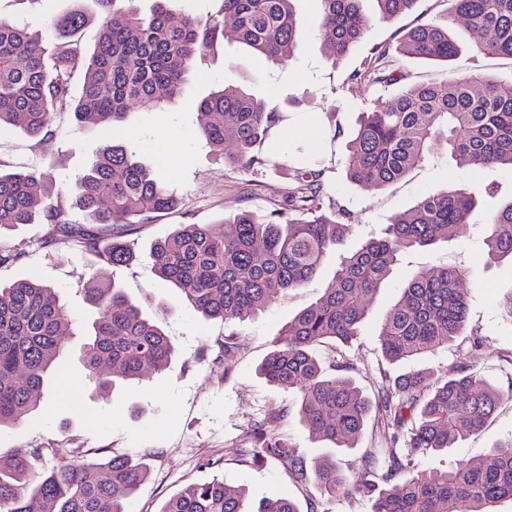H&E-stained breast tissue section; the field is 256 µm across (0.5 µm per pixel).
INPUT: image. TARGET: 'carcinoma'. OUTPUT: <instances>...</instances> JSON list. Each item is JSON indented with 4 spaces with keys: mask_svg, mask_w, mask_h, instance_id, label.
I'll return each instance as SVG.
<instances>
[{
    "mask_svg": "<svg viewBox=\"0 0 512 512\" xmlns=\"http://www.w3.org/2000/svg\"><path fill=\"white\" fill-rule=\"evenodd\" d=\"M117 3L112 17H101L91 54L81 42L93 16L76 6L55 17L54 36L46 41L28 25L0 18V130L12 126L30 137L49 134L56 116L68 113L107 131L124 121L130 104L147 112L179 95L193 60L218 40L241 43L253 56L284 63L292 56L301 30L293 0H213L201 16L169 21L166 0H154L144 13L133 0ZM318 38L324 55H344L361 40L371 19L360 0H320ZM417 0H376L380 19L413 10ZM446 18L419 23L404 35L397 52L408 58L448 62L460 53L449 25L464 21L479 36L474 49L512 59V0H451ZM386 52L374 60L377 83L397 77ZM82 77L81 94L71 84ZM210 117L204 137L224 153V161L256 177L267 158L262 145L284 121L251 93L224 87L198 103ZM446 139L448 154L462 170L496 166L512 170V83L480 74H461L438 84L414 85L387 103L362 113L349 142L347 178L382 187L420 166ZM296 186L282 222L260 220L244 211L224 224H180L152 245L154 273L179 289L181 297L204 317L243 321L264 311L280 293L303 286L329 254L343 244L344 213L325 205L324 170L291 167ZM44 175L35 169H0V233L26 224H47L58 241L92 250L114 267L130 264L133 243L121 229L148 214L174 209V190L134 158L125 146L103 141L95 160L71 188L72 207L85 224L67 219L61 200L42 191ZM478 203L470 186L433 189L421 202L396 217L381 239L340 256L323 295L299 312L281 333L259 373L278 387L296 390L299 414L310 432L334 448L351 449L372 407L383 412L385 427L404 438V451L376 448L365 460L357 490L378 492L372 512H493L512 499V438L484 458L461 460L447 471L409 466V457L449 448L477 433L498 408L502 395L494 385L457 368V376L435 388L425 401L415 392L423 377L398 380L399 395H377L371 402L350 379L327 372L316 347L347 343L359 335L364 300L390 276L397 254L453 236ZM488 254L512 257V201L488 224ZM462 273L455 268L418 272L401 286V296L386 314L378 333L385 360L407 362L453 343L464 329L466 302ZM98 318L81 349L85 379L107 390L139 377L146 368L163 372L175 349L170 338L111 283L93 281L85 288ZM74 320L59 291L29 278L0 283V428L18 423L43 398L47 378L66 354ZM278 414L254 424L250 448L254 460L279 462L300 483L314 476L318 492L334 497L347 485L335 462H307L277 433ZM39 448H16L0 456V512H127L148 477L146 464L128 454L78 460L57 448L56 464L34 472ZM160 512H300L286 496L248 506L242 489L224 480L186 487L171 496Z\"/></svg>",
    "mask_w": 512,
    "mask_h": 512,
    "instance_id": "obj_1",
    "label": "carcinoma"
}]
</instances>
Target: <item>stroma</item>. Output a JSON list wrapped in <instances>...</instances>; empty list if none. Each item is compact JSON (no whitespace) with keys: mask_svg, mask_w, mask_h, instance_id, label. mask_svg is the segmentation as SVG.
<instances>
[{"mask_svg":"<svg viewBox=\"0 0 512 512\" xmlns=\"http://www.w3.org/2000/svg\"><path fill=\"white\" fill-rule=\"evenodd\" d=\"M70 0H0V16L29 23L43 37H51L53 19L67 11ZM360 7L373 24L343 58H325L313 34L319 0H295L294 10L307 30L292 57L284 63L259 62L243 45L217 44L207 56L195 59L180 96L164 110L132 109L124 123L114 126L113 143L127 146L143 165L177 193L175 210L151 214L130 233L135 260L112 269L94 252L69 244H45V224H29L13 232L11 242L21 249L17 261L0 266V282L35 278L57 288L76 321L70 336L65 368L49 377L41 406L15 425L0 429V455L16 448L42 449L46 465L52 451L67 449L84 459L130 454L149 468L132 512H160L170 496L188 485L218 476L242 487L251 501L284 495L296 499L302 512H371L373 496L337 490L320 496L313 483L300 484L279 464L254 461L242 455L254 423L269 413L281 416L278 432L308 460L335 459L349 477H357L365 458L376 448L393 447L384 435L380 412H372L355 448L330 447L313 436L299 415L294 391L268 383L258 367L273 349L281 329L298 312L314 303L331 281L338 262L330 255L303 287L288 290L258 317L224 323L206 319L184 304L176 288L152 272L154 240L180 224H217L247 210L264 217L286 205L294 181L289 164L303 160L324 168L327 193L345 210L348 230L343 252L383 235L387 224L412 208L427 191L455 184L479 189V204L455 239L424 248L401 251L392 275L373 298L360 334L353 344L321 346L325 363L346 365L367 398L380 390H394L395 380L410 370L422 371L428 382L444 379L460 362L503 393V399L482 429L442 451L414 456L415 469L446 470L462 459L479 458L512 435V325L502 308L512 298V262L490 259L484 245L492 214L512 201V171L498 167L460 170L446 148H439L421 167L385 187L350 182L346 177L348 144L358 120L375 100L389 99L398 86L372 79L350 85L349 75L371 67L379 52H387L411 85L438 82L457 73L512 81V59L479 54L461 25L453 34L463 52L449 62L399 57L396 49L406 31L417 23L442 17L449 0H417L412 13L388 21L377 20L375 0ZM221 85H234L258 98L278 104L286 119L264 152L269 162L258 180L227 164L201 133L204 116L197 103ZM100 143L98 128L58 116L49 135L33 139L13 128L0 132V163L9 169L42 167L52 176V193L69 190L93 160ZM458 268L461 290L467 297L465 329L452 345L404 364L387 363L377 345L387 311L395 304L404 281L420 270ZM114 282L141 312L163 329L175 346L170 370L145 371L131 383L109 393L95 392L81 375V329L97 311L86 301L89 280ZM236 333L238 346L225 352L224 339Z\"/></svg>","mask_w":512,"mask_h":512,"instance_id":"1","label":"stroma"}]
</instances>
